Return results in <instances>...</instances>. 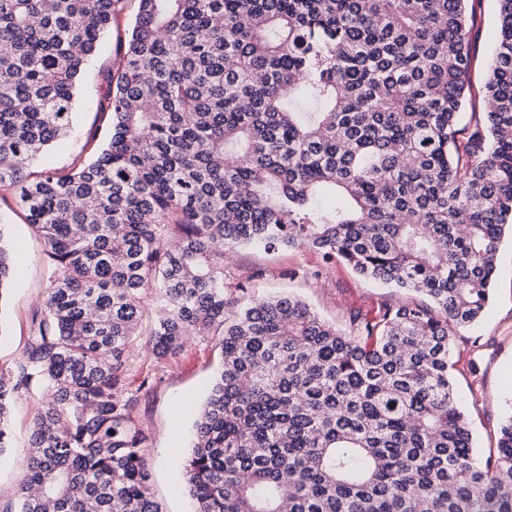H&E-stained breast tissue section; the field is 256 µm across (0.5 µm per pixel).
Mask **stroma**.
<instances>
[{"label":"stroma","mask_w":512,"mask_h":512,"mask_svg":"<svg viewBox=\"0 0 512 512\" xmlns=\"http://www.w3.org/2000/svg\"><path fill=\"white\" fill-rule=\"evenodd\" d=\"M472 30L475 59L470 111H482V87L498 40L496 0H477ZM132 8L116 16L112 33L101 44L81 84L69 135L47 148L29 166L37 175L52 168L82 164L103 146L112 122L102 109L104 75L117 68V34L128 28ZM0 229L5 245L15 252L19 271L0 295V368L10 369L28 342L32 317L46 293L49 271L44 243L32 233L19 191L0 188ZM228 297L243 301L277 294L305 300L322 318L343 327L351 311H376L386 304L415 303L412 292L378 284L356 275L338 259L308 248L236 250L224 269ZM220 339L190 338L177 354L157 358L143 340L123 356L127 385L137 397L132 412L145 443L148 486L162 512H191L180 460L190 452L193 424L222 363ZM458 394L470 417L480 458L496 452L501 425L512 412V237H505L489 304L478 322L458 330L449 360ZM43 409V392L35 389L15 397L11 407V446L0 460V512H14L22 465L29 454L33 418Z\"/></svg>","instance_id":"obj_1"}]
</instances>
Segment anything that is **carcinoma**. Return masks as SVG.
I'll return each mask as SVG.
<instances>
[{
	"mask_svg": "<svg viewBox=\"0 0 512 512\" xmlns=\"http://www.w3.org/2000/svg\"><path fill=\"white\" fill-rule=\"evenodd\" d=\"M126 2L0 0V186L20 187L50 270L0 370V456L15 396L52 391L16 512H160L121 357L215 333L181 463L194 512H512V413L481 461L448 372L512 228V0L467 124L471 0H133L107 141L27 174ZM236 246L309 247L427 303L344 331L291 295L239 307ZM13 266L0 232V288Z\"/></svg>",
	"mask_w": 512,
	"mask_h": 512,
	"instance_id": "cac0c4a2",
	"label": "carcinoma"
}]
</instances>
